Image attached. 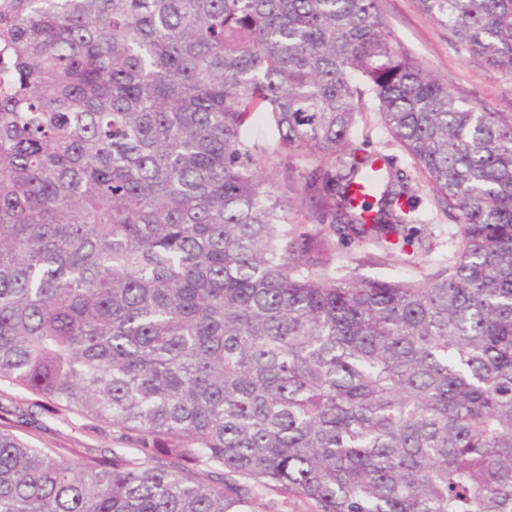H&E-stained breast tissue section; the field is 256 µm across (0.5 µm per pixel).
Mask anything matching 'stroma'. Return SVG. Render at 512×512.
<instances>
[{
	"label": "stroma",
	"mask_w": 512,
	"mask_h": 512,
	"mask_svg": "<svg viewBox=\"0 0 512 512\" xmlns=\"http://www.w3.org/2000/svg\"><path fill=\"white\" fill-rule=\"evenodd\" d=\"M393 46L415 57L429 73L447 84L454 94L489 109L512 114V73L493 69L469 55L419 7L417 0H378ZM356 143L370 154L390 157L411 178L418 199L417 227L431 245L429 252L408 250L405 259L385 257L367 242L340 240L331 226L311 225L312 233L336 245L332 267L337 274L363 278L404 280L444 271L461 244V228L444 211L424 177L415 169L403 147L387 131L373 102H366L353 131ZM27 406L25 395L0 388V427L30 440L40 448L67 454L75 448H123L127 442L111 425L95 423L67 411H34L27 422L14 412Z\"/></svg>",
	"instance_id": "stroma-1"
}]
</instances>
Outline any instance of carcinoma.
I'll return each mask as SVG.
<instances>
[{"label":"carcinoma","instance_id":"cac0c4a2","mask_svg":"<svg viewBox=\"0 0 512 512\" xmlns=\"http://www.w3.org/2000/svg\"><path fill=\"white\" fill-rule=\"evenodd\" d=\"M419 4L512 73V0ZM367 95L456 212L444 275L338 277L288 222L411 243ZM2 384L131 447L0 429V512H512V120L376 0H0ZM254 138L256 142H258V144L263 149H265L264 155L266 157L263 155L260 160L262 168L265 166V162L268 160V158L275 159V154H273V151L275 149L276 141L278 138L277 131L271 122L260 118L254 130Z\"/></svg>","mask_w":512,"mask_h":512}]
</instances>
